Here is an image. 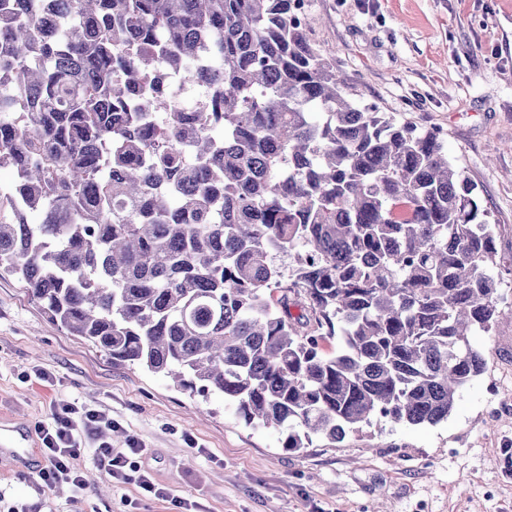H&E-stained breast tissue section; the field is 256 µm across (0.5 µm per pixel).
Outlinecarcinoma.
<instances>
[{
  "instance_id": "cac0c4a2",
  "label": "carcinoma",
  "mask_w": 512,
  "mask_h": 512,
  "mask_svg": "<svg viewBox=\"0 0 512 512\" xmlns=\"http://www.w3.org/2000/svg\"><path fill=\"white\" fill-rule=\"evenodd\" d=\"M297 2L0 0V275L295 451L448 419L512 320L475 183L350 97Z\"/></svg>"
}]
</instances>
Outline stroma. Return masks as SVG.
<instances>
[{
    "label": "stroma",
    "mask_w": 512,
    "mask_h": 512,
    "mask_svg": "<svg viewBox=\"0 0 512 512\" xmlns=\"http://www.w3.org/2000/svg\"><path fill=\"white\" fill-rule=\"evenodd\" d=\"M311 43L354 98L423 129L477 185L512 257V0H309ZM486 372L447 419L415 428L381 421L332 443L289 451L286 433L253 428L222 397H202L142 367L115 364L50 323L24 288L0 275V424L25 428L52 405L109 413L110 442L137 437L164 497L138 483L109 496L42 489L0 462V501L21 512H512V322L482 337Z\"/></svg>",
    "instance_id": "obj_1"
}]
</instances>
